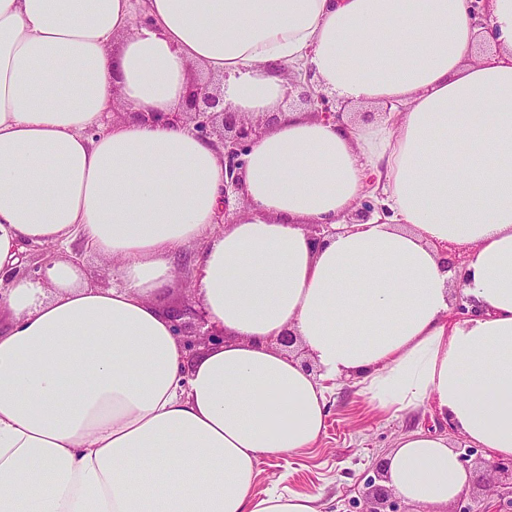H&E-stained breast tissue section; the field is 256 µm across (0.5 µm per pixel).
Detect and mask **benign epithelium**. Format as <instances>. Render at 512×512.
Listing matches in <instances>:
<instances>
[{"mask_svg": "<svg viewBox=\"0 0 512 512\" xmlns=\"http://www.w3.org/2000/svg\"><path fill=\"white\" fill-rule=\"evenodd\" d=\"M288 85L290 86L288 97L296 95L299 100L314 108L311 115L315 118L333 122L341 118L342 112L331 109L327 94L312 90L311 75H306L302 81L290 79ZM126 116L141 123L164 122L188 125L197 135L213 142L220 158L224 161L226 175L219 221L222 224H230L233 222L236 210L244 203L240 170L246 164V156L252 144L278 120L279 113H266L250 118L240 112H230L224 109L223 96L218 88L208 81L200 83L194 80L183 97L179 111L128 112ZM374 209L372 199L360 200L351 214L350 222L368 220ZM168 315L174 326L175 335L180 338L183 349L188 352L186 360L192 359L189 355L192 351V340H190L192 336H201L207 341L212 340L220 345L224 343L222 330L210 326L201 332L192 328L191 319L204 318L203 311L196 309L193 302L186 300L183 305L168 309ZM365 496L369 503L367 512H399L397 502L391 499V492L375 484L373 480L369 481Z\"/></svg>", "mask_w": 512, "mask_h": 512, "instance_id": "benign-epithelium-1", "label": "benign epithelium"}]
</instances>
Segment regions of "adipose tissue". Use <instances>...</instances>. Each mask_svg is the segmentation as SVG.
Wrapping results in <instances>:
<instances>
[{
    "label": "adipose tissue",
    "instance_id": "1",
    "mask_svg": "<svg viewBox=\"0 0 512 512\" xmlns=\"http://www.w3.org/2000/svg\"><path fill=\"white\" fill-rule=\"evenodd\" d=\"M144 10L137 27L131 0H0V271L48 252L41 278L0 291V512H322L258 492L259 463L314 447L344 381L512 457V0H488L483 54L468 0ZM197 67L223 75L226 108L279 115L224 226L215 147L130 118L178 111ZM287 69L340 120L286 108ZM375 189L381 212L350 223ZM193 243L191 288L226 341L189 361L162 299ZM75 245L116 285L90 286ZM286 331L308 361L276 345ZM383 475L414 512H445L471 480L445 434L419 430Z\"/></svg>",
    "mask_w": 512,
    "mask_h": 512
}]
</instances>
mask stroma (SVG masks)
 Here are the masks:
<instances>
[{"mask_svg":"<svg viewBox=\"0 0 512 512\" xmlns=\"http://www.w3.org/2000/svg\"><path fill=\"white\" fill-rule=\"evenodd\" d=\"M412 429L446 432L449 446L468 456L464 467L475 483L461 501L450 503L451 512L462 506L470 512H512V499L502 494L501 477L484 472L485 451H470L469 441L450 431L438 413L423 408L391 417L373 410L356 387L347 383L329 398L326 430L317 448L301 455L263 459L258 488L321 494L324 512H366L368 480L400 435Z\"/></svg>","mask_w":512,"mask_h":512,"instance_id":"1","label":"stroma"}]
</instances>
